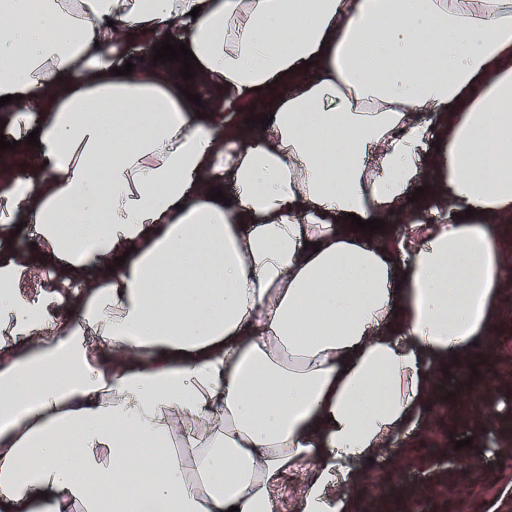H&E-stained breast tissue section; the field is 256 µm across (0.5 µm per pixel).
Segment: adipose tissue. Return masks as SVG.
<instances>
[{
  "mask_svg": "<svg viewBox=\"0 0 512 512\" xmlns=\"http://www.w3.org/2000/svg\"><path fill=\"white\" fill-rule=\"evenodd\" d=\"M169 35L223 106L171 62L117 75ZM5 95L0 512H271L288 469L295 512H355L334 486L495 334L512 0H0Z\"/></svg>",
  "mask_w": 512,
  "mask_h": 512,
  "instance_id": "adipose-tissue-1",
  "label": "adipose tissue"
}]
</instances>
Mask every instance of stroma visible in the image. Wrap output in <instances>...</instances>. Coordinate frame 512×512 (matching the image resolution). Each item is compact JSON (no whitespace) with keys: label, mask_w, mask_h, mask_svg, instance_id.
<instances>
[{"label":"stroma","mask_w":512,"mask_h":512,"mask_svg":"<svg viewBox=\"0 0 512 512\" xmlns=\"http://www.w3.org/2000/svg\"><path fill=\"white\" fill-rule=\"evenodd\" d=\"M499 304L493 342L472 350L475 373L462 375L452 365L436 370V396L410 445L360 461L358 479L340 487L357 512H374L380 498L397 506L413 499L421 512H512V452L500 445L512 438V390L499 384L512 372V289L503 290ZM484 382L495 386L493 408L476 430L471 417L484 412ZM466 438L471 446L457 448Z\"/></svg>","instance_id":"35a3bbf8"}]
</instances>
